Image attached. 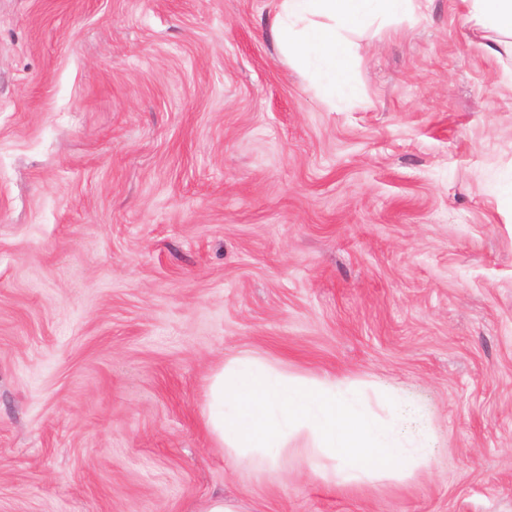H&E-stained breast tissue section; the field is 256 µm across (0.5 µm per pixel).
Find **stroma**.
I'll return each mask as SVG.
<instances>
[{
    "instance_id": "35a3bbf8",
    "label": "stroma",
    "mask_w": 512,
    "mask_h": 512,
    "mask_svg": "<svg viewBox=\"0 0 512 512\" xmlns=\"http://www.w3.org/2000/svg\"><path fill=\"white\" fill-rule=\"evenodd\" d=\"M280 0H0V512H512V52L460 0L289 65ZM401 392L428 470H235L208 377Z\"/></svg>"
}]
</instances>
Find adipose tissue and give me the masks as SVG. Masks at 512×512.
Wrapping results in <instances>:
<instances>
[{
  "instance_id": "1",
  "label": "adipose tissue",
  "mask_w": 512,
  "mask_h": 512,
  "mask_svg": "<svg viewBox=\"0 0 512 512\" xmlns=\"http://www.w3.org/2000/svg\"><path fill=\"white\" fill-rule=\"evenodd\" d=\"M477 29L512 34V0H462ZM419 0H281L274 32L284 58L333 83L348 84L344 29L365 18L415 14ZM335 377L291 373L257 355L229 358L214 371L202 419L215 447L257 472L302 466L324 479L360 484L403 479L428 468L432 439L402 432L398 392L378 396Z\"/></svg>"
}]
</instances>
